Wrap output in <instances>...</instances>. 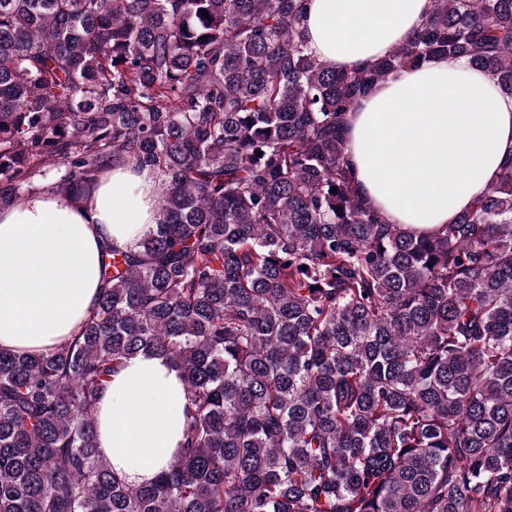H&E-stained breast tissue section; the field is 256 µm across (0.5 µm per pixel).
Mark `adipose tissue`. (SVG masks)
I'll use <instances>...</instances> for the list:
<instances>
[{"mask_svg": "<svg viewBox=\"0 0 512 512\" xmlns=\"http://www.w3.org/2000/svg\"><path fill=\"white\" fill-rule=\"evenodd\" d=\"M310 0L308 48L346 71L409 40L432 0ZM364 31L354 34L355 21ZM355 182L387 223L425 233L453 223L512 158V97L462 58L400 70L345 120ZM160 173L126 165L101 176L78 206L59 193L0 206V347L44 349L78 329L98 297L103 242L137 248L157 221ZM97 443L115 474L154 479L182 439L183 386L165 360L137 357L97 404Z\"/></svg>", "mask_w": 512, "mask_h": 512, "instance_id": "1", "label": "adipose tissue"}]
</instances>
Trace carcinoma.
Wrapping results in <instances>:
<instances>
[{"label":"carcinoma","mask_w":512,"mask_h":512,"mask_svg":"<svg viewBox=\"0 0 512 512\" xmlns=\"http://www.w3.org/2000/svg\"><path fill=\"white\" fill-rule=\"evenodd\" d=\"M308 2L0 0V202L46 155L77 204L116 166L164 176L138 249L102 245L79 333L0 348V512H512V161L421 236L368 206L343 135L439 56L512 97V0H433L350 72L308 51ZM137 356L184 394L144 485L96 446Z\"/></svg>","instance_id":"obj_1"}]
</instances>
